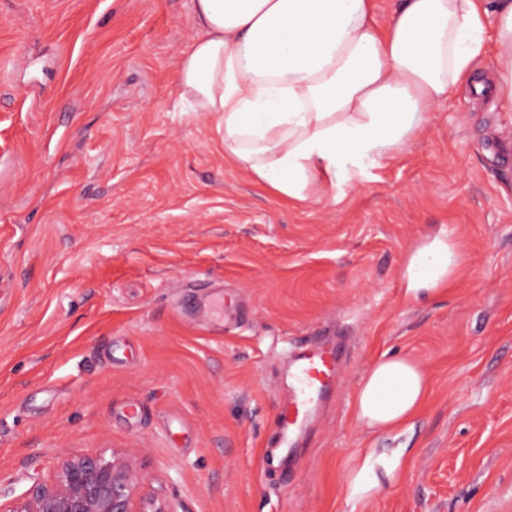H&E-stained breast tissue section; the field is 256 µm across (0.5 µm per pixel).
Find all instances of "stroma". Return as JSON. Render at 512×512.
<instances>
[{"instance_id":"1","label":"stroma","mask_w":512,"mask_h":512,"mask_svg":"<svg viewBox=\"0 0 512 512\" xmlns=\"http://www.w3.org/2000/svg\"><path fill=\"white\" fill-rule=\"evenodd\" d=\"M191 0H0V487L133 448L178 512H512V112L471 85L342 202L290 205L179 97ZM449 284L407 290L434 241ZM332 337L331 400L267 474L291 343ZM429 380L355 421L376 357ZM404 448L347 498V459ZM427 386V377L417 364L400 357L382 356L361 377L353 413L370 431H396L417 415Z\"/></svg>"}]
</instances>
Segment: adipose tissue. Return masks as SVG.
Listing matches in <instances>:
<instances>
[{
    "instance_id": "obj_1",
    "label": "adipose tissue",
    "mask_w": 512,
    "mask_h": 512,
    "mask_svg": "<svg viewBox=\"0 0 512 512\" xmlns=\"http://www.w3.org/2000/svg\"><path fill=\"white\" fill-rule=\"evenodd\" d=\"M195 34L177 62L180 97L206 114L224 154L288 202H340L343 185L423 132L427 115L471 82L495 48L497 73L477 92L512 111V0H399L380 27L373 0H191ZM452 251L415 256L408 289L439 286ZM427 377L400 357L373 362L353 402L368 430L393 432L419 412ZM405 449L351 458L348 497L397 478Z\"/></svg>"
}]
</instances>
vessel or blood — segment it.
<instances>
[{
    "instance_id": "vessel-or-blood-1",
    "label": "vessel or blood",
    "mask_w": 512,
    "mask_h": 512,
    "mask_svg": "<svg viewBox=\"0 0 512 512\" xmlns=\"http://www.w3.org/2000/svg\"><path fill=\"white\" fill-rule=\"evenodd\" d=\"M338 361V346L330 341L290 353L288 393L277 409V444L266 454L267 468L285 466L296 457L310 417L336 379Z\"/></svg>"
}]
</instances>
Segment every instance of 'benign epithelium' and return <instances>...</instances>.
Segmentation results:
<instances>
[{
	"mask_svg": "<svg viewBox=\"0 0 512 512\" xmlns=\"http://www.w3.org/2000/svg\"><path fill=\"white\" fill-rule=\"evenodd\" d=\"M135 459L125 448L66 455L51 478L20 496L0 491V512H176Z\"/></svg>",
	"mask_w": 512,
	"mask_h": 512,
	"instance_id": "7a95c632",
	"label": "benign epithelium"
}]
</instances>
